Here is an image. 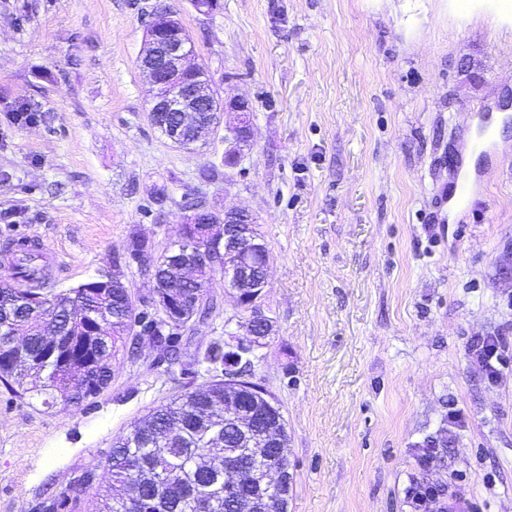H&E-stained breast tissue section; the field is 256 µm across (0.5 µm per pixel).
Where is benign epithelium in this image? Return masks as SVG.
I'll list each match as a JSON object with an SVG mask.
<instances>
[{"instance_id": "7a95c632", "label": "benign epithelium", "mask_w": 512, "mask_h": 512, "mask_svg": "<svg viewBox=\"0 0 512 512\" xmlns=\"http://www.w3.org/2000/svg\"><path fill=\"white\" fill-rule=\"evenodd\" d=\"M195 55L194 44L173 14L161 15L147 26L137 65L151 85L149 121L173 145L189 149L209 139L218 113L234 112L237 121L224 126V141L230 144L228 155L238 157L242 145L252 141L248 102L219 100L207 73L199 71V65L192 62ZM202 213L209 214L211 209L202 203L191 208V214L179 225L178 239L190 250L191 263L223 274L224 292L235 296L238 322L247 330L241 337L231 328L233 319H225L224 343L228 349L238 351L239 356L227 358L223 370L211 371L209 385L224 387V403L230 407L245 390L254 399L271 405L273 399L267 391L251 381L256 353L273 331V320L264 309L268 287L267 243L258 230L256 217L248 210L224 211L219 219L212 221L211 231L205 236L200 235L198 227ZM124 265H135L151 276L154 288L148 307L155 311L164 329L179 327L188 333L197 329L198 324H190L188 312L180 310L182 280L157 276L151 248L137 236L126 243L114 263L112 275L89 281V287L102 295L107 293L109 285L126 287L121 274ZM236 425L240 431L239 446L254 448L256 455H261V448L253 438V415L237 420ZM217 447L220 458L224 459V495H236L253 485L263 489L275 481V474L264 466L255 464L249 472H244L237 463L238 452L227 450L220 441Z\"/></svg>"}]
</instances>
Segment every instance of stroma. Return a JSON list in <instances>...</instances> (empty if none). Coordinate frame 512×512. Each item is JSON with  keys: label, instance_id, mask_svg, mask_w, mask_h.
Here are the masks:
<instances>
[{"label": "stroma", "instance_id": "1", "mask_svg": "<svg viewBox=\"0 0 512 512\" xmlns=\"http://www.w3.org/2000/svg\"><path fill=\"white\" fill-rule=\"evenodd\" d=\"M160 8L218 95L249 104L254 140L235 164L223 126L186 150L148 119L136 59ZM26 106L36 119L16 121ZM485 106L512 109V0H220L206 14L193 0H0V245L37 237L50 284L73 288L111 273L132 236L166 249L186 200L248 209L274 320L254 380L284 415L288 512H412V478L455 473L485 512H512V122L475 208L447 218L434 196ZM223 283L183 362L236 315ZM484 336L505 344L495 381L469 352ZM158 356L142 343L79 406L0 382V512H47L176 395Z\"/></svg>", "mask_w": 512, "mask_h": 512}]
</instances>
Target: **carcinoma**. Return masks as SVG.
I'll return each instance as SVG.
<instances>
[{
	"mask_svg": "<svg viewBox=\"0 0 512 512\" xmlns=\"http://www.w3.org/2000/svg\"><path fill=\"white\" fill-rule=\"evenodd\" d=\"M181 248L176 240L156 259L162 273L177 265L173 257ZM6 252L14 259L13 274L26 279L42 274L34 247L10 244ZM104 316L109 328L118 324L124 331L131 329L129 303L116 295L102 296L80 287L58 291L4 284L0 287V380L24 397L34 391L28 387V378L42 379L34 392L48 408L59 403L80 405L97 397L108 387L119 356L129 352L121 336L91 335L95 320ZM138 324L140 334L157 338L161 360L169 366L180 363V331L162 332L148 310L141 312ZM53 336L70 340V358L88 364L86 383L73 384L67 378L49 350ZM201 362L210 369L224 366V340L211 342L201 353ZM181 374L189 377L181 394L153 408L147 418L134 421L115 438L105 461L55 494L50 512H130L142 498L152 501V512H195L207 504L214 505L215 512H235L221 496L224 464L212 456L207 438L190 422L197 406L205 403L206 422L224 434V397L215 396L206 383L196 382V372L183 367ZM279 433V446L259 460L274 469L279 479L271 491L258 492L265 502L254 512H282V506L288 505L292 474L285 425H279Z\"/></svg>",
	"mask_w": 512,
	"mask_h": 512,
	"instance_id": "cac0c4a2",
	"label": "carcinoma"
}]
</instances>
